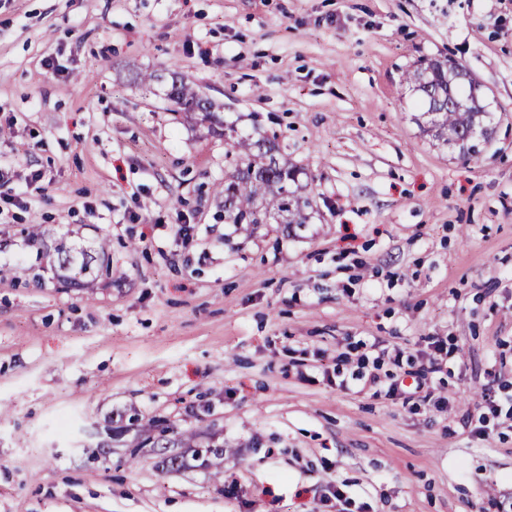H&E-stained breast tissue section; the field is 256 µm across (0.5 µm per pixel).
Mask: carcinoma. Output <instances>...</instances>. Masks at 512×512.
<instances>
[{
	"label": "carcinoma",
	"mask_w": 512,
	"mask_h": 512,
	"mask_svg": "<svg viewBox=\"0 0 512 512\" xmlns=\"http://www.w3.org/2000/svg\"><path fill=\"white\" fill-rule=\"evenodd\" d=\"M417 94L415 120L422 132L444 146L458 148L467 161L480 155L479 143L490 138L486 125L481 85L465 66L447 57H421L406 72ZM168 99L178 112L201 116L209 132L224 127L220 113L180 77L171 78ZM235 175L224 182V223L238 225L286 224L300 228L309 223L311 203L302 193L299 175L303 168L288 162L277 137H239L231 144ZM64 285L90 290L95 287L91 256L79 253L66 240L54 247Z\"/></svg>",
	"instance_id": "carcinoma-1"
}]
</instances>
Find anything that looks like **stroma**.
<instances>
[{"label": "stroma", "mask_w": 512, "mask_h": 512, "mask_svg": "<svg viewBox=\"0 0 512 512\" xmlns=\"http://www.w3.org/2000/svg\"><path fill=\"white\" fill-rule=\"evenodd\" d=\"M422 56L480 159L412 121ZM152 71L276 133L310 223H225L230 144ZM0 165V512H512V0H0ZM62 237L111 275L64 287ZM405 78L417 94L415 120L422 132L444 146L457 147L467 161L478 159L479 143L489 139L493 129L486 125L488 113L478 109L486 108L481 85L465 66L447 57H421Z\"/></svg>", "instance_id": "stroma-1"}]
</instances>
